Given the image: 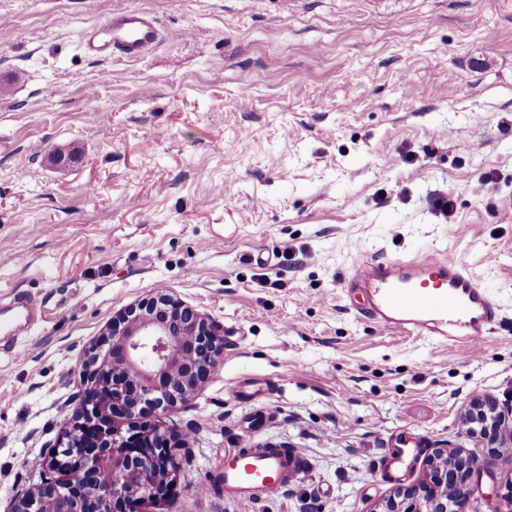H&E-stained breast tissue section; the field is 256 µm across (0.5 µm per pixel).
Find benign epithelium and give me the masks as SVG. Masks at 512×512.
<instances>
[{
  "label": "benign epithelium",
  "instance_id": "benign-epithelium-1",
  "mask_svg": "<svg viewBox=\"0 0 512 512\" xmlns=\"http://www.w3.org/2000/svg\"><path fill=\"white\" fill-rule=\"evenodd\" d=\"M107 346L86 352L83 399L63 440L42 457L56 473L14 498L12 512H134L169 497L180 469L178 439L157 423L124 426L147 405L162 413L189 400L221 364L224 343L208 317L166 293L124 309ZM472 437L495 449L502 417L477 396L461 417ZM425 478L398 485L381 512H465L485 469L462 449L431 453Z\"/></svg>",
  "mask_w": 512,
  "mask_h": 512
}]
</instances>
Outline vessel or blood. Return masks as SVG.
I'll return each mask as SVG.
<instances>
[{"label": "vessel or blood", "mask_w": 512, "mask_h": 512, "mask_svg": "<svg viewBox=\"0 0 512 512\" xmlns=\"http://www.w3.org/2000/svg\"><path fill=\"white\" fill-rule=\"evenodd\" d=\"M159 42L152 17L130 10L112 15L105 31H87L83 47L94 58L119 55L136 60ZM348 288L364 293L363 313L382 325L436 337L452 350L487 340L499 316L491 296L477 287L450 251L426 260L360 262L348 279ZM300 461L296 448L229 452L224 460V488L245 505L273 498Z\"/></svg>", "instance_id": "1"}]
</instances>
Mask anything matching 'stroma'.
<instances>
[{
  "label": "stroma",
  "mask_w": 512,
  "mask_h": 512,
  "mask_svg": "<svg viewBox=\"0 0 512 512\" xmlns=\"http://www.w3.org/2000/svg\"><path fill=\"white\" fill-rule=\"evenodd\" d=\"M130 9L156 51L89 58L85 32ZM1 82L0 322L18 293L42 316L0 352V512L37 483L86 351L159 290L224 354L164 415L181 470L140 512H239L224 455L268 446L302 466L253 512H376L436 448L487 460L474 512H497L512 438L489 455L460 415L484 395L512 424V0H0ZM447 248L501 308L487 343L357 312L359 259Z\"/></svg>",
  "instance_id": "stroma-1"
}]
</instances>
